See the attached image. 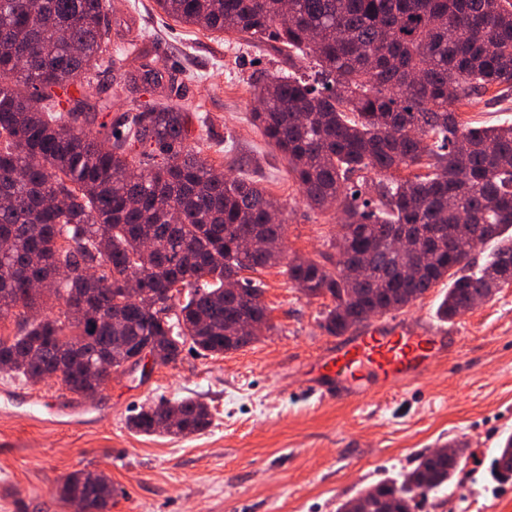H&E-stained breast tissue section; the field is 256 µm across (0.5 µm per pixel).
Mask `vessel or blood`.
I'll return each instance as SVG.
<instances>
[{
	"label": "vessel or blood",
	"instance_id": "obj_1",
	"mask_svg": "<svg viewBox=\"0 0 512 512\" xmlns=\"http://www.w3.org/2000/svg\"><path fill=\"white\" fill-rule=\"evenodd\" d=\"M456 333L412 321L371 320L329 343L306 374L302 393L325 403L365 400L372 392H398L421 380L430 365L460 349ZM87 409L51 410L53 424L71 428Z\"/></svg>",
	"mask_w": 512,
	"mask_h": 512
}]
</instances>
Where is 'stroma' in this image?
Instances as JSON below:
<instances>
[{
  "label": "stroma",
  "mask_w": 512,
  "mask_h": 512,
  "mask_svg": "<svg viewBox=\"0 0 512 512\" xmlns=\"http://www.w3.org/2000/svg\"><path fill=\"white\" fill-rule=\"evenodd\" d=\"M112 45L140 42L161 85L176 83L181 100L201 105L211 125L203 157L236 176L259 181L284 213L285 254L336 266L329 245L338 217L310 208L287 173V163L250 121L260 85L289 65L271 42L210 33L174 21L154 0H107ZM463 124L512 123V98L496 91L459 115ZM272 327L246 347L219 356L184 350L177 363L148 375H113L86 401L93 419L61 428L29 416V398L71 403L54 380L30 384L0 373V390L23 398L0 402V512H75L57 492L79 470L105 474L115 488L108 512H336L384 476L411 469L418 455L448 441H466L454 483L429 494L417 512H512V479H498L493 461L512 434V285L449 322L437 306L445 285L414 305L388 312L391 320L446 324L464 338L460 352L433 364L418 384L375 393L362 403L303 398L304 367L330 341L322 328L325 299H309L282 267L257 275ZM186 397L208 406L201 434L141 435L126 425L134 409Z\"/></svg>",
  "instance_id": "35a3bbf8"
}]
</instances>
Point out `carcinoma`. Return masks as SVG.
<instances>
[{"mask_svg": "<svg viewBox=\"0 0 512 512\" xmlns=\"http://www.w3.org/2000/svg\"><path fill=\"white\" fill-rule=\"evenodd\" d=\"M181 23L273 41L310 56L309 80H266L253 122L288 162L306 203L342 213L336 270L288 261V281L328 298L331 336L401 310L448 281L438 314L451 320L512 282V123L465 128L459 109L492 88L512 92V0H156ZM115 63L104 0H0V316L17 334L0 338V372L25 382L52 378L63 363L82 399L89 372L138 346L175 364L185 346L208 354L249 341L228 331L246 312L268 317L258 273L282 263L269 241L283 236L276 204L252 180L231 178L201 158L189 110L170 93L136 105L120 122L98 121L112 100H91L100 69ZM79 96H74L73 91ZM466 147L460 149L458 142ZM143 147L147 161L129 151ZM416 169L411 178L394 173ZM386 177L376 183L366 175ZM493 244L475 271L470 241ZM409 247L394 251L393 237ZM68 268L62 278L58 268ZM238 277L227 291L224 279ZM139 280V299L127 300ZM183 288L161 320L155 306ZM52 296L59 315H41ZM82 307L74 322L69 307ZM178 419L160 422L170 405ZM211 424L209 408L186 398L142 406L127 426L145 435L189 436ZM512 477V435L494 459ZM459 461L429 452L395 480L342 500L351 512H414ZM88 512H106L115 489L91 471L59 489Z\"/></svg>", "mask_w": 512, "mask_h": 512, "instance_id": "carcinoma-1", "label": "carcinoma"}]
</instances>
